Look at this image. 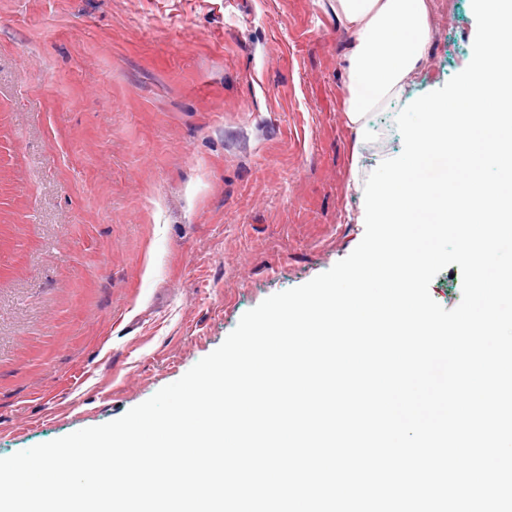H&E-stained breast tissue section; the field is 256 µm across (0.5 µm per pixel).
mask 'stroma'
<instances>
[{
    "mask_svg": "<svg viewBox=\"0 0 512 512\" xmlns=\"http://www.w3.org/2000/svg\"><path fill=\"white\" fill-rule=\"evenodd\" d=\"M483 25L435 0L367 176ZM348 40L327 0H0V458L123 416L357 247Z\"/></svg>",
    "mask_w": 512,
    "mask_h": 512,
    "instance_id": "obj_1",
    "label": "stroma"
}]
</instances>
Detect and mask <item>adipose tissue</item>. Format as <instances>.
<instances>
[{"label": "adipose tissue", "mask_w": 512, "mask_h": 512, "mask_svg": "<svg viewBox=\"0 0 512 512\" xmlns=\"http://www.w3.org/2000/svg\"><path fill=\"white\" fill-rule=\"evenodd\" d=\"M485 30L475 48V67L464 90L448 102L421 99L423 119L408 131V163L384 181L352 184L371 208L372 221L392 225L390 244L370 255L366 273L391 267L411 287L432 261L424 243L427 225L448 230L512 215V178L495 186V197L472 203L488 165L512 159V113L503 112L501 90L512 89V14L506 0H476ZM337 21L351 34L344 57L343 110L355 143L365 139L371 112L403 97L422 71L431 39L433 0H328Z\"/></svg>", "instance_id": "1"}]
</instances>
